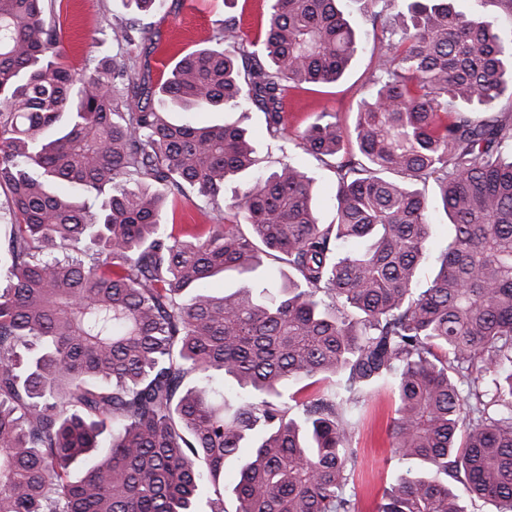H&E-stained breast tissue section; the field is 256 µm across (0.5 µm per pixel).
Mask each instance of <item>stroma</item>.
<instances>
[{"mask_svg": "<svg viewBox=\"0 0 512 512\" xmlns=\"http://www.w3.org/2000/svg\"><path fill=\"white\" fill-rule=\"evenodd\" d=\"M60 21L63 27V45L70 64H80L88 55L99 54L110 43V22L126 16L123 0H61ZM224 17V0H174L168 11L143 18L147 36L157 42L158 50L149 55L146 63L153 79L164 78L173 64L184 54L207 46L218 32ZM373 61L370 50L357 53L344 76L336 83L290 92L285 103L289 134L302 131L315 113H338L346 124H353L359 101L367 91L372 75ZM193 119L201 125L220 124L223 121H241L260 145L261 167L274 170L282 156H290L294 163L316 179V212L320 223L334 219L330 201L334 194L335 176L312 156L303 152L296 143H289L287 152L266 138L262 113L250 112H197ZM394 407L388 394L372 397L364 412L355 446L359 450L361 466L356 484L361 498V512H372L373 493L386 480L401 470L400 463L391 459L388 440L389 425Z\"/></svg>", "mask_w": 512, "mask_h": 512, "instance_id": "obj_1", "label": "stroma"}]
</instances>
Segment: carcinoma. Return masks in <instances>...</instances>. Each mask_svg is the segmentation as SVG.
Returning a JSON list of instances; mask_svg holds the SVG:
<instances>
[{
    "label": "carcinoma",
    "mask_w": 512,
    "mask_h": 512,
    "mask_svg": "<svg viewBox=\"0 0 512 512\" xmlns=\"http://www.w3.org/2000/svg\"><path fill=\"white\" fill-rule=\"evenodd\" d=\"M337 2L266 0L259 41L227 14L154 85L140 20L75 69L55 0H0V512H228L230 460L233 512H359L354 439L384 387L406 467L376 512H512V119L482 116L512 96V35L454 0H367L369 95L298 135L336 177L333 224L239 122L170 117L256 110L286 141L288 91L361 48ZM190 193L230 217L170 223ZM230 272L234 292L205 287Z\"/></svg>",
    "instance_id": "obj_1"
}]
</instances>
